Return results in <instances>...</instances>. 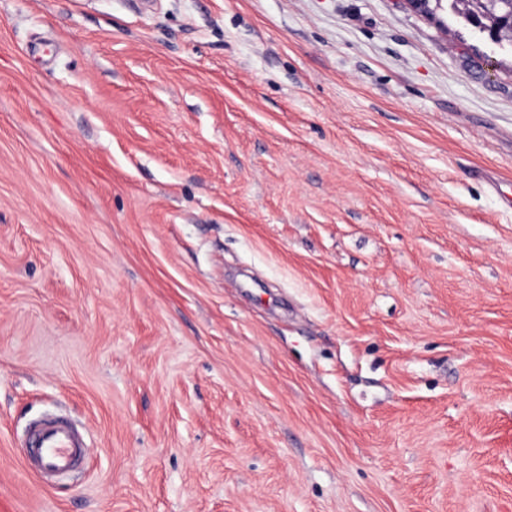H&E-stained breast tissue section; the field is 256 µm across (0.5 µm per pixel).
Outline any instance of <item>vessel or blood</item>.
Listing matches in <instances>:
<instances>
[{
    "mask_svg": "<svg viewBox=\"0 0 512 512\" xmlns=\"http://www.w3.org/2000/svg\"><path fill=\"white\" fill-rule=\"evenodd\" d=\"M87 449L74 428L63 418L48 416L31 430L27 456L32 467L45 475L64 476L72 472Z\"/></svg>",
    "mask_w": 512,
    "mask_h": 512,
    "instance_id": "vessel-or-blood-1",
    "label": "vessel or blood"
}]
</instances>
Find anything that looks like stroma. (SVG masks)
Masks as SVG:
<instances>
[{
	"instance_id": "1",
	"label": "stroma",
	"mask_w": 512,
	"mask_h": 512,
	"mask_svg": "<svg viewBox=\"0 0 512 512\" xmlns=\"http://www.w3.org/2000/svg\"><path fill=\"white\" fill-rule=\"evenodd\" d=\"M464 9L0 0L15 512H512V45ZM81 437L65 419L47 416L31 430L27 456L32 467L45 475L65 476L87 454Z\"/></svg>"
}]
</instances>
